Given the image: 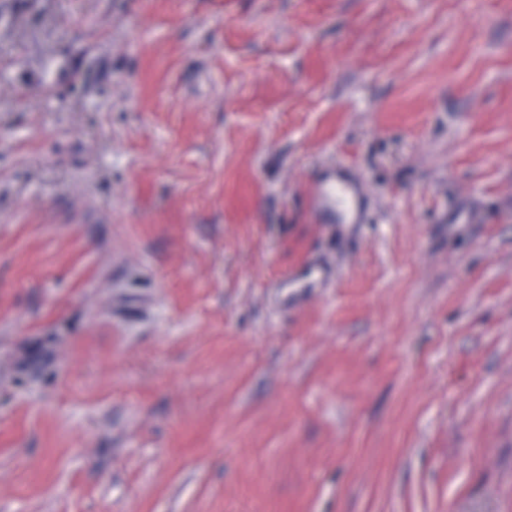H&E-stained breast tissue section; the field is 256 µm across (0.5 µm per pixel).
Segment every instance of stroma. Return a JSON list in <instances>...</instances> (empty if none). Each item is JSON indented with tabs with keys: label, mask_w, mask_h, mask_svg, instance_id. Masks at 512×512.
<instances>
[{
	"label": "stroma",
	"mask_w": 512,
	"mask_h": 512,
	"mask_svg": "<svg viewBox=\"0 0 512 512\" xmlns=\"http://www.w3.org/2000/svg\"><path fill=\"white\" fill-rule=\"evenodd\" d=\"M0 512H512V0H0ZM314 214L323 224H361L363 192L347 173L325 169L311 197Z\"/></svg>",
	"instance_id": "obj_1"
}]
</instances>
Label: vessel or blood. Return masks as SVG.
I'll return each instance as SVG.
<instances>
[{
    "instance_id": "obj_1",
    "label": "vessel or blood",
    "mask_w": 512,
    "mask_h": 512,
    "mask_svg": "<svg viewBox=\"0 0 512 512\" xmlns=\"http://www.w3.org/2000/svg\"><path fill=\"white\" fill-rule=\"evenodd\" d=\"M313 211L326 224H358L363 218V192L347 173L325 169L311 197Z\"/></svg>"
}]
</instances>
